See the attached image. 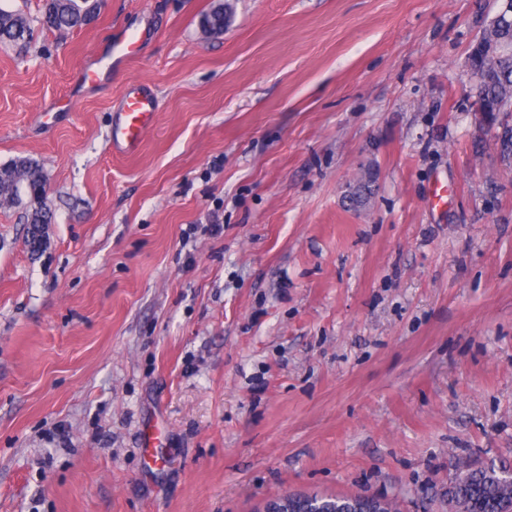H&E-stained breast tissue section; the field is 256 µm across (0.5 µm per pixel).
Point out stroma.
I'll return each instance as SVG.
<instances>
[{
  "label": "stroma",
  "instance_id": "obj_1",
  "mask_svg": "<svg viewBox=\"0 0 512 512\" xmlns=\"http://www.w3.org/2000/svg\"><path fill=\"white\" fill-rule=\"evenodd\" d=\"M218 2L61 34L0 0L34 29L0 44V165L39 161L54 213L35 249L0 207V512H452L458 462L512 468V159L467 65L498 0H232L213 35ZM140 84L155 124L113 154ZM141 35L137 29H126L120 38L110 46L107 53L87 61L80 67L73 75V80L82 86L96 85L102 80V77L112 71L115 61L131 58L132 47L139 48L142 44ZM302 508V510H298ZM320 504L313 500H304L298 502L297 498L288 495L271 499L267 502L263 512H324Z\"/></svg>",
  "mask_w": 512,
  "mask_h": 512
}]
</instances>
